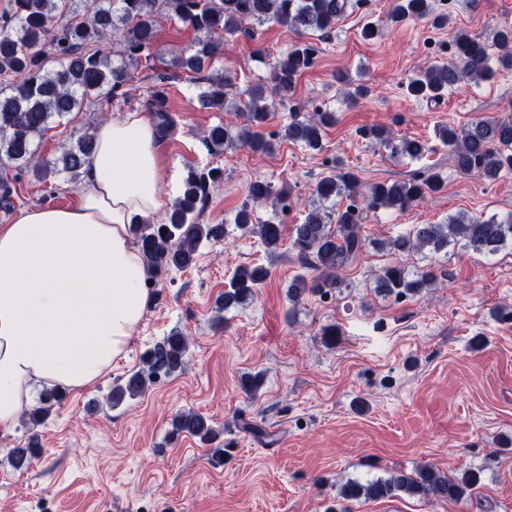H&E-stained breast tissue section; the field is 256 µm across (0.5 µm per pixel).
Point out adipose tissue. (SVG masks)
Returning <instances> with one entry per match:
<instances>
[{
	"mask_svg": "<svg viewBox=\"0 0 512 512\" xmlns=\"http://www.w3.org/2000/svg\"><path fill=\"white\" fill-rule=\"evenodd\" d=\"M153 124L99 125L72 207L37 205L0 225V430L43 388L79 390L126 355L154 298L135 220L172 204Z\"/></svg>",
	"mask_w": 512,
	"mask_h": 512,
	"instance_id": "obj_1",
	"label": "adipose tissue"
}]
</instances>
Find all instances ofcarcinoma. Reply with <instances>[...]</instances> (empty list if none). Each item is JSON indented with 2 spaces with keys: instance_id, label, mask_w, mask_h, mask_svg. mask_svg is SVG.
I'll use <instances>...</instances> for the list:
<instances>
[{
  "instance_id": "1",
  "label": "carcinoma",
  "mask_w": 512,
  "mask_h": 512,
  "mask_svg": "<svg viewBox=\"0 0 512 512\" xmlns=\"http://www.w3.org/2000/svg\"><path fill=\"white\" fill-rule=\"evenodd\" d=\"M349 6L350 0H89L86 14L81 17L69 0H13L10 15L0 20V75L18 73L23 80L0 89V162L17 170H31L40 179L60 175L78 178L93 154L95 134L85 132L62 144L60 155L52 161L38 158L37 141L49 129L51 120L79 112L94 99L114 96L127 85L131 70L152 57L157 17L162 13L178 18L193 30L194 52L177 57L174 64L197 70L221 50L224 42L252 34L255 25L274 23L297 34H326ZM429 18L437 25L442 21L441 16L433 15L431 0H394L388 16L395 24ZM46 45L51 46L57 59L52 70L46 69L42 54ZM491 45L498 49L497 66L512 70V28L496 30ZM452 47V60L431 63L415 73L407 85L409 94L435 101L464 80L479 83L493 77L484 44L459 33ZM315 53L314 46L297 43L281 54L272 68V88L257 85L248 92V101L233 107V111L242 112L246 125L240 129L229 123L214 125L206 131V143L217 150H272V143L260 132L272 116L269 95L286 99L300 74L314 63ZM208 82L200 101L209 108L226 110L228 90L235 87L234 75L225 71ZM334 121V114L328 111L294 112L284 126L282 138L319 150L324 129ZM438 135L459 173L495 180L503 172H512V121L478 117L460 128L442 127ZM428 151L427 144L412 139L402 141L399 149L401 154L415 159ZM220 180L219 168L189 169L181 194L163 220L135 225L137 242L152 276L190 268L203 243L226 235V225L200 222L210 190ZM441 186L437 171L422 179L375 183L364 191L349 172L333 168L323 174L314 189L317 199L330 201L345 196L349 203L334 212L312 209L302 223L294 225L296 259L301 269L314 275L294 276L288 283V300L296 304L308 293L327 294L342 287L339 271L366 246L361 233L364 215L380 210L405 213ZM286 199L284 190L275 189L265 179H254L247 187L246 202L234 215L236 229L258 237L270 251L278 249L284 225L255 219L253 207ZM450 246L482 255L512 249V215L499 220L494 216L475 219L457 214L448 217L445 224H415L407 234L381 242L395 261L380 268L374 280L375 290L385 297L400 299L447 279L448 268L442 264L413 271L403 258L426 251L446 252ZM269 277L270 270L263 264L236 268L224 291V308L245 303ZM186 352L185 336L175 333L166 337L143 358L141 369L112 389L109 402L117 405L127 397L133 399L155 377L183 368ZM64 398L65 394L55 389L45 391L40 406L25 413L28 423H42ZM172 426L176 433L187 434L206 445L218 434L210 419L194 411L177 414ZM37 447L38 435L34 434L24 446L10 449L12 465L17 469L27 467ZM475 482L476 475L469 471L450 477L427 464L411 474L398 472L365 484L348 481L340 487V497L371 501L404 493L455 503Z\"/></svg>"
}]
</instances>
